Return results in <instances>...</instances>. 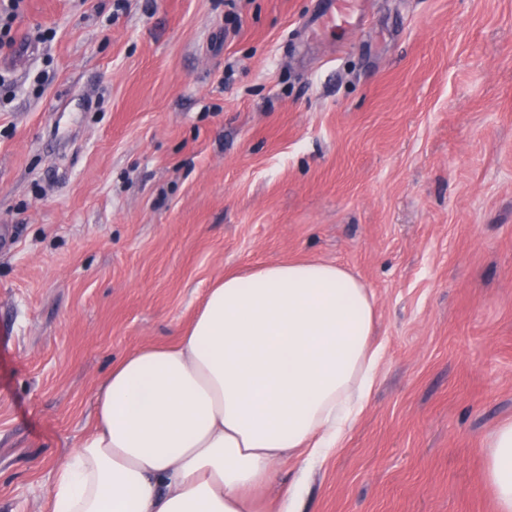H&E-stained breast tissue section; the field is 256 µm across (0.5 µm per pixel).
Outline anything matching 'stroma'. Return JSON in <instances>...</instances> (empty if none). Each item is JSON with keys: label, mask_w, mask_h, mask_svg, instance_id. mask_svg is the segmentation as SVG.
Segmentation results:
<instances>
[{"label": "stroma", "mask_w": 512, "mask_h": 512, "mask_svg": "<svg viewBox=\"0 0 512 512\" xmlns=\"http://www.w3.org/2000/svg\"><path fill=\"white\" fill-rule=\"evenodd\" d=\"M23 0L0 49V512H51L96 387L261 263L373 292L377 382L279 512H497L512 0Z\"/></svg>", "instance_id": "stroma-1"}]
</instances>
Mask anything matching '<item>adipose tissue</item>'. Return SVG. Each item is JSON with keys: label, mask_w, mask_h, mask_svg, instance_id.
Wrapping results in <instances>:
<instances>
[{"label": "adipose tissue", "mask_w": 512, "mask_h": 512, "mask_svg": "<svg viewBox=\"0 0 512 512\" xmlns=\"http://www.w3.org/2000/svg\"><path fill=\"white\" fill-rule=\"evenodd\" d=\"M377 303L342 266L264 263L209 289L172 346L147 345L94 393L95 424L55 472L52 512H259L280 465L337 447L382 357ZM487 463L512 512V423Z\"/></svg>", "instance_id": "adipose-tissue-1"}]
</instances>
